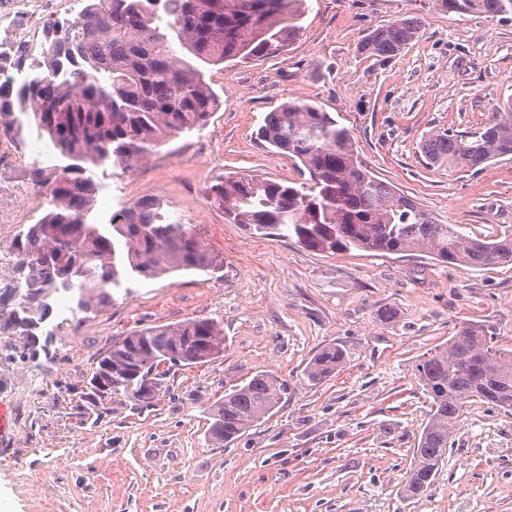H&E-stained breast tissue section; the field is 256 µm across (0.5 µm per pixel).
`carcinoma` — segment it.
Listing matches in <instances>:
<instances>
[{"mask_svg":"<svg viewBox=\"0 0 512 512\" xmlns=\"http://www.w3.org/2000/svg\"><path fill=\"white\" fill-rule=\"evenodd\" d=\"M448 12L512 15V0H437ZM305 0H85L80 15L62 23L42 44L33 78L20 88L0 84V133L17 145L36 127L65 165L30 171L34 186L49 184L48 208L10 246L20 262L7 323L23 340L18 357L40 367L55 358V338L39 337L32 323L47 320L54 298L66 292L74 310L114 302L113 290L142 278L178 271L214 272L216 260L193 232L171 219L163 204L137 201L103 223L93 217L94 168L130 169L169 138L205 127L219 97L199 64H221L269 55L299 31ZM421 29L402 18L373 29L360 49L371 57L397 56ZM269 146L299 162L309 179L285 183L226 175L208 189L211 203L234 224L264 237L296 238L326 252L354 249L378 254L419 252L444 263L475 268L512 264V228L472 237L459 224H441L413 199L377 179L355 153L350 131L330 113L307 103L285 102L258 131ZM433 163L475 169L512 157V98L471 135L437 133L422 145ZM224 353V324L194 318L112 339L94 358L91 378L110 386L108 406L87 383L74 414L96 419L112 404L136 411L157 406L170 393L173 367H194ZM346 365L329 344L309 360L305 379L319 385ZM430 411L400 495L426 496L453 444L463 409L482 402L512 411V350L498 346L485 324L464 322L448 342L412 365ZM287 390L278 376L259 371L224 399L207 407L208 439L217 448L248 433L275 413Z\"/></svg>","mask_w":512,"mask_h":512,"instance_id":"1","label":"carcinoma"}]
</instances>
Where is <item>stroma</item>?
<instances>
[{
    "label": "stroma",
    "instance_id": "obj_1",
    "mask_svg": "<svg viewBox=\"0 0 512 512\" xmlns=\"http://www.w3.org/2000/svg\"><path fill=\"white\" fill-rule=\"evenodd\" d=\"M410 16L422 28L400 54L359 52L370 30ZM205 74L220 97L208 124L141 172L94 170L93 213L160 199L224 266L143 279L110 307L77 313L36 371L17 360L18 336L0 338V512H512V414L483 403L458 419L430 494L400 495L429 411L412 365L463 322L493 326L512 347V264L256 238L207 197L229 174L301 182L257 139L268 112L298 101L336 117L375 176L441 222L486 237L512 227V158L454 171L422 151L429 134L478 131L512 97V16L446 13L436 0H307L280 51ZM38 140L29 130L0 167L7 203L24 198ZM194 317L223 322L224 354L176 372L171 398L142 413L114 405L95 426L73 414L69 393L113 337ZM329 343L347 363L309 385L305 367ZM260 370L288 384L277 413L212 447L208 405Z\"/></svg>",
    "mask_w": 512,
    "mask_h": 512
}]
</instances>
